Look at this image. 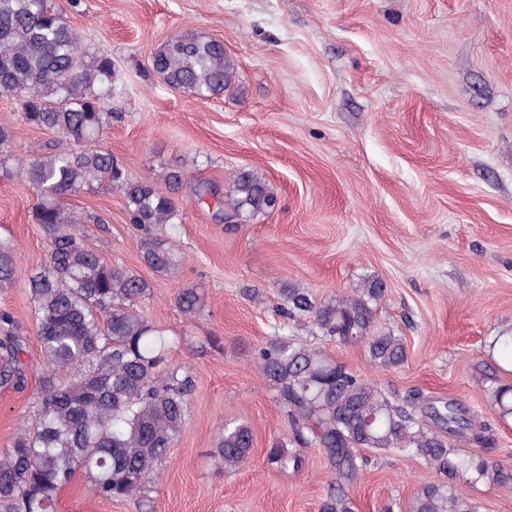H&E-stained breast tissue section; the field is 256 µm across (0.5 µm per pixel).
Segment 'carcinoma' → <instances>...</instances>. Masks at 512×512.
<instances>
[{"label": "carcinoma", "mask_w": 512, "mask_h": 512, "mask_svg": "<svg viewBox=\"0 0 512 512\" xmlns=\"http://www.w3.org/2000/svg\"><path fill=\"white\" fill-rule=\"evenodd\" d=\"M153 70L173 89L200 98L219 96L234 81L235 63L224 42L196 33L171 36L155 53ZM112 58L86 49L76 30L48 0H0V96L21 102L22 120L72 142L75 148L15 158L13 133L0 126V169L24 178L37 195L33 211L49 239V257L28 277L30 305L44 368L35 423L21 428L0 452V509L54 512L61 490L76 473L105 500H125L143 510L157 480L156 466L175 446L186 421L193 378L170 359L177 336L149 324L136 300L149 288L140 276L112 266L73 231L82 218L64 211L60 199L84 188L116 184L131 222L142 232L143 263L172 276L183 252L163 233L181 223L175 198L150 180L121 178L112 154L94 145L112 125L104 98L112 91ZM224 195V219H249L271 209L276 197L256 170L240 169ZM15 243L0 239V288L14 279ZM383 282L368 278L350 293L319 301L306 288L281 289L279 315L307 321L321 337L340 345L362 344L370 364L396 369L407 361L402 337L374 325ZM188 318L203 314L199 289L185 286L174 297ZM491 348L512 365V335L494 337ZM24 341L13 319L0 315V384L24 379ZM263 381L277 392L293 442L323 449L336 480L351 482L360 471L357 448L405 452L444 476L414 493L410 512H479L454 483L489 482L512 489V468L451 447L454 437L481 444L487 424L453 399H430L413 391L398 405L372 379L338 363L324 348L277 336L252 351ZM490 408L512 416V385L489 392ZM253 432L245 423L224 424L214 455L233 472L245 464ZM273 443L266 463L300 469L303 458ZM321 512H353L343 488H332Z\"/></svg>", "instance_id": "obj_1"}]
</instances>
